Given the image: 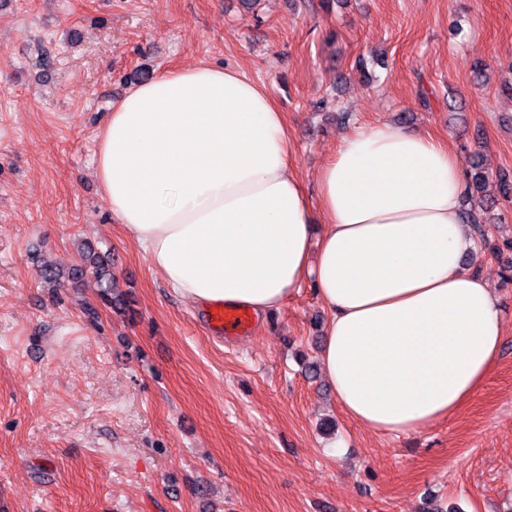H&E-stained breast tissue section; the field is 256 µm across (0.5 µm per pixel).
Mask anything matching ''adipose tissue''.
Listing matches in <instances>:
<instances>
[{"mask_svg": "<svg viewBox=\"0 0 512 512\" xmlns=\"http://www.w3.org/2000/svg\"><path fill=\"white\" fill-rule=\"evenodd\" d=\"M286 119L245 73L163 70L113 108L95 155L110 212L175 293L264 316L312 282L321 365L343 411L386 434L453 415L494 367L502 309L462 265L463 174L445 142L375 124L348 135L310 202ZM323 233H316L317 216Z\"/></svg>", "mask_w": 512, "mask_h": 512, "instance_id": "adipose-tissue-1", "label": "adipose tissue"}]
</instances>
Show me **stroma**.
Instances as JSON below:
<instances>
[{
  "instance_id": "35a3bbf8",
  "label": "stroma",
  "mask_w": 512,
  "mask_h": 512,
  "mask_svg": "<svg viewBox=\"0 0 512 512\" xmlns=\"http://www.w3.org/2000/svg\"><path fill=\"white\" fill-rule=\"evenodd\" d=\"M243 2L0 0V512H512V197L467 264L502 308L497 362L456 413L397 437L338 404L312 284L215 337L114 222L93 168L140 70L204 60L284 112L309 199L343 139L377 123L443 139L498 193L512 0ZM86 246L111 260V302L72 276Z\"/></svg>"
}]
</instances>
